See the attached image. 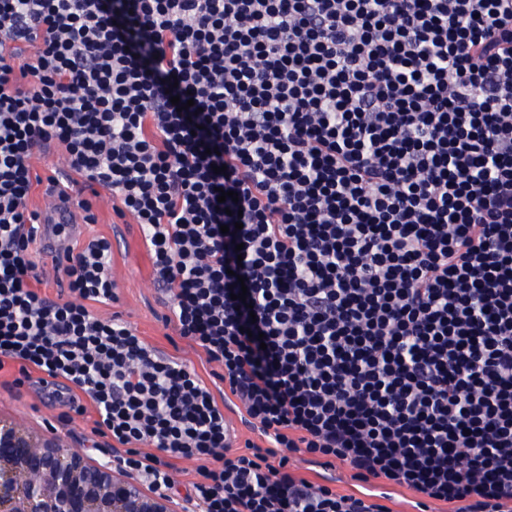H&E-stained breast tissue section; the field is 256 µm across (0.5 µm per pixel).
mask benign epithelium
Returning a JSON list of instances; mask_svg holds the SVG:
<instances>
[{
    "instance_id": "obj_1",
    "label": "benign epithelium",
    "mask_w": 512,
    "mask_h": 512,
    "mask_svg": "<svg viewBox=\"0 0 512 512\" xmlns=\"http://www.w3.org/2000/svg\"><path fill=\"white\" fill-rule=\"evenodd\" d=\"M0 512H178L120 468L0 415Z\"/></svg>"
}]
</instances>
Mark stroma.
I'll return each mask as SVG.
<instances>
[{
    "label": "stroma",
    "mask_w": 512,
    "mask_h": 512,
    "mask_svg": "<svg viewBox=\"0 0 512 512\" xmlns=\"http://www.w3.org/2000/svg\"><path fill=\"white\" fill-rule=\"evenodd\" d=\"M82 197L89 200L92 214L91 221L84 225L83 238L104 236L112 241V276L119 301L110 306H97V313L105 318L119 316L159 352L194 367L202 378H209L212 368L205 363L198 346L175 335L165 324L170 294L154 280L139 224L130 216L117 217L105 197L92 196L87 189ZM118 224L124 227L119 236L114 233ZM18 376L17 364H6L0 370V413L16 415L40 430L51 429L65 435L73 446L98 460L111 458L105 437L94 432V413L77 415L60 406L45 391L16 385Z\"/></svg>",
    "instance_id": "35a3bbf8"
}]
</instances>
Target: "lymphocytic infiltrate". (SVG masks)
Masks as SVG:
<instances>
[{
  "instance_id": "lymphocytic-infiltrate-1",
  "label": "lymphocytic infiltrate",
  "mask_w": 512,
  "mask_h": 512,
  "mask_svg": "<svg viewBox=\"0 0 512 512\" xmlns=\"http://www.w3.org/2000/svg\"><path fill=\"white\" fill-rule=\"evenodd\" d=\"M0 35V367L93 405L154 489L197 461L183 512H391L296 454L512 512V0H0ZM54 145L140 225L223 398L94 313L110 239L31 288ZM236 403L265 445L234 448Z\"/></svg>"
}]
</instances>
